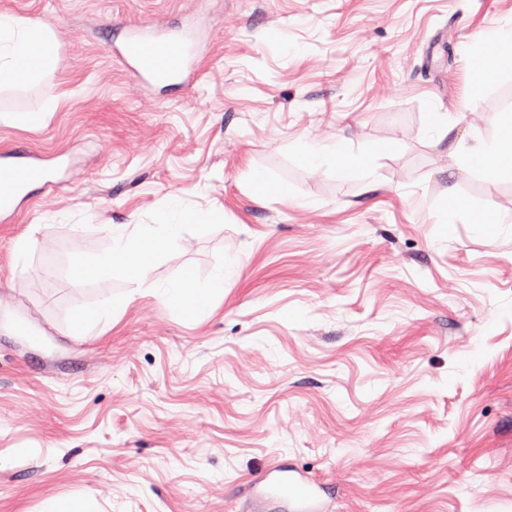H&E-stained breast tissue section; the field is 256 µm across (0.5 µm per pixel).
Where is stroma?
<instances>
[{
	"label": "stroma",
	"mask_w": 512,
	"mask_h": 512,
	"mask_svg": "<svg viewBox=\"0 0 512 512\" xmlns=\"http://www.w3.org/2000/svg\"><path fill=\"white\" fill-rule=\"evenodd\" d=\"M53 25L61 97L0 154L51 183L0 212V512H255L299 468L326 512H512V178L467 156L512 114V64L475 82L512 0H0ZM197 36L196 79L143 82L131 26ZM350 140L309 166L305 147ZM262 171L280 195H258ZM465 206L449 221L452 199ZM190 219L155 260L224 294L191 318L121 272L81 282L107 225ZM38 247L27 268L13 252ZM109 296L112 329L72 315ZM94 501L86 495L52 496L42 499L37 512H96Z\"/></svg>",
	"instance_id": "obj_1"
}]
</instances>
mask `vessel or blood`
Returning <instances> with one entry per match:
<instances>
[{
    "label": "vessel or blood",
    "instance_id": "obj_1",
    "mask_svg": "<svg viewBox=\"0 0 512 512\" xmlns=\"http://www.w3.org/2000/svg\"><path fill=\"white\" fill-rule=\"evenodd\" d=\"M114 54L130 65L132 74L138 78L146 76L157 80L179 79L187 82L195 76L184 43L178 40H159L145 25L141 26L138 33L130 35L120 48L115 49ZM50 178L49 167L28 160L23 155H5L0 160V210H9L13 198L28 185L46 183ZM274 485L302 504L306 512H322L314 481L286 474L276 479Z\"/></svg>",
    "mask_w": 512,
    "mask_h": 512
}]
</instances>
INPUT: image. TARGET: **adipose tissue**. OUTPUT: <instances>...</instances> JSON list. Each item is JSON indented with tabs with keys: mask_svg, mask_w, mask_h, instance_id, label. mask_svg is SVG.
I'll use <instances>...</instances> for the list:
<instances>
[{
	"mask_svg": "<svg viewBox=\"0 0 512 512\" xmlns=\"http://www.w3.org/2000/svg\"><path fill=\"white\" fill-rule=\"evenodd\" d=\"M58 47L54 28L0 12V91L39 83L53 70ZM471 155L487 177L495 179L512 173V118L501 138L476 144ZM187 219V213L174 204L160 214L157 227L111 229L109 250L94 262L79 263L81 279L96 280L119 270L129 280L143 284L145 295H160L186 315H203L224 286L223 270H216L203 288L197 287L194 275L188 271L165 285L152 288L146 284L154 257L177 243Z\"/></svg>",
	"mask_w": 512,
	"mask_h": 512,
	"instance_id": "obj_1",
	"label": "adipose tissue"
}]
</instances>
